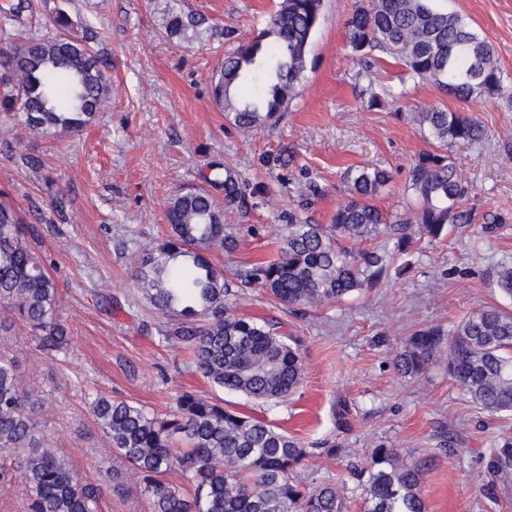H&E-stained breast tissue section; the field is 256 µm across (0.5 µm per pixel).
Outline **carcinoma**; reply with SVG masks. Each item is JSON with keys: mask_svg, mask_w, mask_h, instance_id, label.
Segmentation results:
<instances>
[{"mask_svg": "<svg viewBox=\"0 0 512 512\" xmlns=\"http://www.w3.org/2000/svg\"><path fill=\"white\" fill-rule=\"evenodd\" d=\"M323 0H280L249 41L224 54L213 94L225 117L244 133L272 125L298 96L308 50L320 24ZM52 37L6 40L0 46V109L19 111L28 129L44 135L79 133L108 102V63L94 47L87 21L83 35L69 32L71 20L53 8ZM351 52L366 68L378 54L404 66L402 88L370 91L368 106L406 93L407 80L430 81L468 102L506 95L502 70L490 42L467 19L438 9L433 0H368L347 21ZM434 151L413 162L404 192L418 203L390 215L374 202L391 182L389 172L365 166L343 173L347 198L330 223L320 224L304 207L288 212L276 259L247 271L245 282L265 288L287 308L319 307L372 287L386 266L376 251L353 253L347 243L381 234L407 253L421 237L442 239L452 224H468L462 209L469 185L452 148L485 137L475 119L447 108L407 113ZM245 197L235 174L224 170V200ZM167 235L143 251L132 276L146 302L169 316L162 339L191 352L196 371L213 386L261 403L286 399L301 384L303 363L295 337L274 319L261 322L230 313L235 281L215 266L211 253L231 249L235 238L223 211L204 190L173 194L165 211ZM31 224L0 204V306L12 323L24 324L39 347L65 352L70 332L57 315L58 288L45 260L32 247ZM499 293L512 301V261L489 272ZM444 358L451 377L481 410L512 411V313L485 305L467 313L448 331L437 327L413 334L394 364L404 376L422 373ZM41 398L24 388L18 364L0 355V477L15 474L27 490L28 512H100L101 483H88L46 439ZM92 411L112 451L140 475L151 512H346L334 484L308 489L290 475L306 456L301 442L269 422L224 407L193 392L177 410L159 415L144 405L98 394ZM486 483L512 480V436L501 437L482 458ZM423 466L396 448L373 452L364 512H427L421 495Z\"/></svg>", "mask_w": 512, "mask_h": 512, "instance_id": "carcinoma-1", "label": "carcinoma"}]
</instances>
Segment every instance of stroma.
Instances as JSON below:
<instances>
[{
    "label": "stroma",
    "mask_w": 512,
    "mask_h": 512,
    "mask_svg": "<svg viewBox=\"0 0 512 512\" xmlns=\"http://www.w3.org/2000/svg\"><path fill=\"white\" fill-rule=\"evenodd\" d=\"M0 40L23 31L49 36L45 18L64 7L87 20L112 70L110 100L77 135L33 132L0 112V199L36 227L38 249L58 285L57 312L68 326V355L42 351L24 325L0 339L15 356L26 387L44 398L42 419L56 452L83 477H111L117 489L102 512H149L140 479L115 457L90 406L96 393L175 410L193 391L229 409L276 425L300 441L307 456L293 477L307 487L333 483L347 512H363L374 448H395L426 461L422 495L428 512H512V486L486 497L481 460L512 413L488 415L472 404L442 363L408 377L393 358L417 330L449 328L468 312L502 303L487 274L512 259V101L460 102L430 82L408 83L387 108L367 107L363 64L346 42V22L358 0H324L297 98L272 128L244 133L220 112L212 76L233 40L247 38L278 0H30ZM468 17L494 46L504 83L512 88V0H436ZM186 23L171 33L172 16ZM447 106L481 122L480 144L457 149L470 186L468 224L443 239L417 242L404 259L379 237L352 250L386 254L380 284L344 300L289 309L258 285H240L233 313L274 318L299 341L304 377L279 404H260L212 386L190 353L162 341L165 315L142 298L131 277L134 256L166 232L168 198L193 188L222 204L237 237L233 251L213 253L234 278L276 257L284 218L310 200L319 223H329L345 198L341 175L350 166L390 172L376 203L399 213L408 168L430 145L405 118L417 105ZM12 154H5V147ZM39 157L30 168L21 155ZM235 171L243 201L224 202L212 182L215 167ZM321 189L312 195L310 185ZM345 410L344 422L334 413Z\"/></svg>",
    "instance_id": "obj_1"
}]
</instances>
